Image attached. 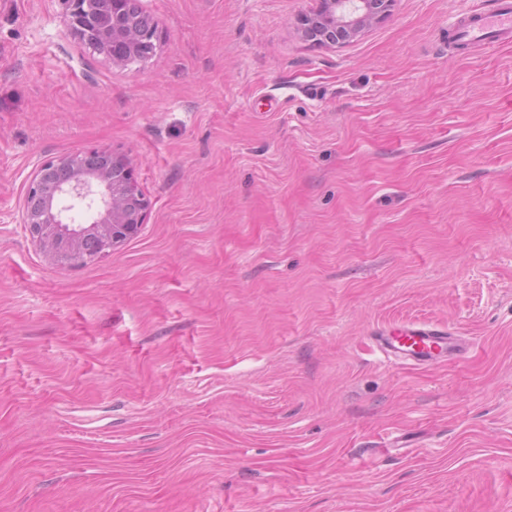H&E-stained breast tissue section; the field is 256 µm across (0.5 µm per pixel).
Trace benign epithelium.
Returning a JSON list of instances; mask_svg holds the SVG:
<instances>
[{"mask_svg": "<svg viewBox=\"0 0 512 512\" xmlns=\"http://www.w3.org/2000/svg\"><path fill=\"white\" fill-rule=\"evenodd\" d=\"M69 35L88 42L93 34L113 51L105 57L125 67L139 60L143 46L156 47L158 23L142 13L146 24L131 18L139 0H61ZM396 0H317V7L302 20V36L316 29L322 42L334 45L360 36L385 19ZM77 206L92 214L89 224H74L69 212ZM139 191L129 159L109 150L77 151L57 160L37 163L27 178L19 208V223L60 267L80 266L121 246L136 235L148 209Z\"/></svg>", "mask_w": 512, "mask_h": 512, "instance_id": "benign-epithelium-1", "label": "benign epithelium"}]
</instances>
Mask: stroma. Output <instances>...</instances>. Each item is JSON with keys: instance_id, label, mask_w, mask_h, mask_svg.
Instances as JSON below:
<instances>
[{"instance_id": "35a3bbf8", "label": "stroma", "mask_w": 512, "mask_h": 512, "mask_svg": "<svg viewBox=\"0 0 512 512\" xmlns=\"http://www.w3.org/2000/svg\"><path fill=\"white\" fill-rule=\"evenodd\" d=\"M496 2L330 47L315 0H140L117 67L0 0V512H512V42L448 43ZM93 149L150 207L59 267L25 180ZM403 321L472 346L395 362Z\"/></svg>"}]
</instances>
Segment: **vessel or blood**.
Masks as SVG:
<instances>
[{
	"instance_id": "vessel-or-blood-1",
	"label": "vessel or blood",
	"mask_w": 512,
	"mask_h": 512,
	"mask_svg": "<svg viewBox=\"0 0 512 512\" xmlns=\"http://www.w3.org/2000/svg\"><path fill=\"white\" fill-rule=\"evenodd\" d=\"M455 37L467 42H483L492 37H512V0H501L492 12L474 16L459 26ZM371 339L387 356L418 365L457 360L468 347L448 329L414 322L374 329Z\"/></svg>"
}]
</instances>
